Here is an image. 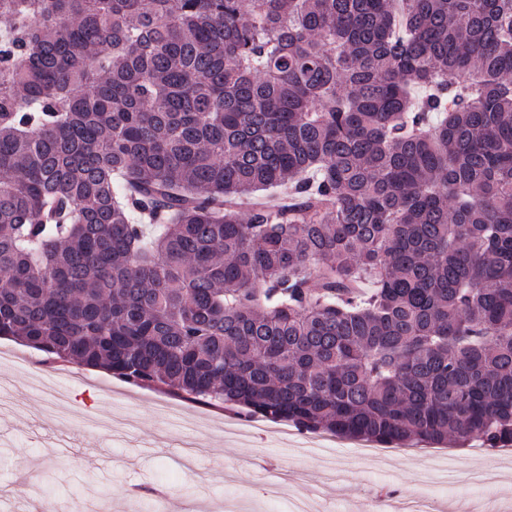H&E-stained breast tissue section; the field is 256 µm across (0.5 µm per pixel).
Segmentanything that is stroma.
<instances>
[{
  "mask_svg": "<svg viewBox=\"0 0 512 512\" xmlns=\"http://www.w3.org/2000/svg\"><path fill=\"white\" fill-rule=\"evenodd\" d=\"M27 358L24 367L0 362V384L17 412L0 411V506L39 512L40 499L18 500L21 473L51 469L59 483L56 512L84 502L86 512H150L166 498L172 512H289L297 490L288 475L303 477L314 512H366L384 498L389 512L420 493L417 470L429 457L453 456L448 484L431 495V512H512V447L379 446L363 456L360 443L290 429L275 434L243 426L225 434L228 412L153 389L132 386L112 373L51 361L13 338L0 350ZM494 472L483 488L469 484L472 469ZM102 482L88 485L86 474Z\"/></svg>",
  "mask_w": 512,
  "mask_h": 512,
  "instance_id": "35a3bbf8",
  "label": "stroma"
}]
</instances>
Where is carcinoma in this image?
Instances as JSON below:
<instances>
[{
  "instance_id": "1",
  "label": "carcinoma",
  "mask_w": 512,
  "mask_h": 512,
  "mask_svg": "<svg viewBox=\"0 0 512 512\" xmlns=\"http://www.w3.org/2000/svg\"><path fill=\"white\" fill-rule=\"evenodd\" d=\"M0 19V338L308 433L512 444V0Z\"/></svg>"
}]
</instances>
